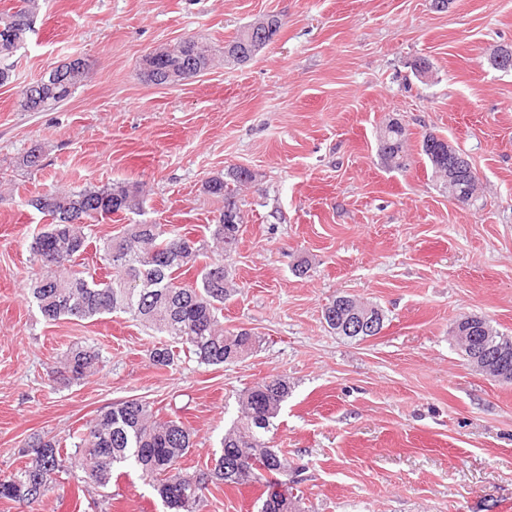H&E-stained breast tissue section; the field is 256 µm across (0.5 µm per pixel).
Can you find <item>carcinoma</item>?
Segmentation results:
<instances>
[{
    "instance_id": "obj_1",
    "label": "carcinoma",
    "mask_w": 512,
    "mask_h": 512,
    "mask_svg": "<svg viewBox=\"0 0 512 512\" xmlns=\"http://www.w3.org/2000/svg\"><path fill=\"white\" fill-rule=\"evenodd\" d=\"M37 9V0H15L11 9L0 12V59L10 58L26 42L34 31ZM260 30L268 31L272 43L280 32V22L269 17L261 25L244 26L224 43V61L241 65L253 60L264 49L258 42ZM210 63L208 47L187 39L156 52L146 76L157 85H166L176 77H192ZM85 74L86 64L80 58L55 68L41 79L39 99L32 104L21 101L22 109L43 112L52 108L71 96ZM377 141L378 156L386 166H406L409 133L402 122L391 119L382 125ZM420 154L449 198L465 203L476 199L477 181L464 176L448 179V171L471 162L462 160L458 149H448L447 140L431 132L425 134ZM255 182L250 169L235 166L224 177L207 181L206 189L227 202ZM143 193L140 183H116L102 188H63L31 200L32 207L52 217L48 228L30 245L39 272L29 291L41 315L57 321L125 314L171 338L172 343L150 352L153 364L159 367H169L183 355L208 365L232 364L248 357L259 345V337L244 328L226 330L222 321L224 301L237 292L224 260L232 253L228 245L238 246L242 223L210 224L208 235L190 249L182 247L185 233L174 225L127 224L118 234L93 241L88 231L91 222L114 212L139 209L135 198ZM91 246L98 255L99 270H106L103 276L98 270L74 269L75 258ZM209 255L211 262L200 267L194 284L180 282L182 273ZM356 302L352 297L348 305L339 307L334 299L323 309V319L336 335L348 337L343 322ZM454 332L468 358L476 347L493 361L500 349L512 351V336L498 332L481 316L459 318ZM102 363L95 344L80 341L62 353L57 374L80 380L98 371ZM290 392L288 380L281 376L243 391L237 419L224 433L221 454L210 467L192 473L182 467L193 447L191 429L180 421L160 418L143 400L122 401L89 421L70 452L53 436L31 437L27 443L31 452L24 465L0 474V499L31 509L42 501V497L29 496V483L35 478L46 484V497L61 473L78 470L84 482L104 487L114 474L121 475L124 468L133 466L154 484L173 512H204L213 486L255 483L263 488L259 512H299V499L289 491V484L297 480L288 479V460L264 440Z\"/></svg>"
}]
</instances>
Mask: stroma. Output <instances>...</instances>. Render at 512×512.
<instances>
[{"mask_svg": "<svg viewBox=\"0 0 512 512\" xmlns=\"http://www.w3.org/2000/svg\"><path fill=\"white\" fill-rule=\"evenodd\" d=\"M267 15L282 22L276 41L247 64L225 62V42ZM187 38L212 47L210 68L149 81L145 55ZM506 43L512 0H39L0 86V474L22 465L31 436L70 446L101 409L132 398L192 428L185 464L202 469L240 393L282 376L292 392L265 440L299 467L301 512H512V383L479 372L452 336L463 315L512 335V72L491 64ZM76 57L88 77L68 99L21 109L30 84ZM420 59L430 81L414 74ZM388 118L410 132L403 169L378 156ZM429 132L476 168L475 205L440 191L419 149ZM233 165L257 184L237 198L243 233L227 264L238 291L224 327L259 336L252 355L160 369L150 352L164 334L127 316L43 320L26 281L51 219L30 199L141 183L140 211L100 218L93 235L166 224L200 238L224 209L205 183ZM339 295L382 308L381 333H332L322 314ZM85 339L102 370L54 378ZM260 494L223 486L205 512H256ZM33 512L166 508L131 470L104 488L61 476Z\"/></svg>", "mask_w": 512, "mask_h": 512, "instance_id": "1", "label": "stroma"}]
</instances>
